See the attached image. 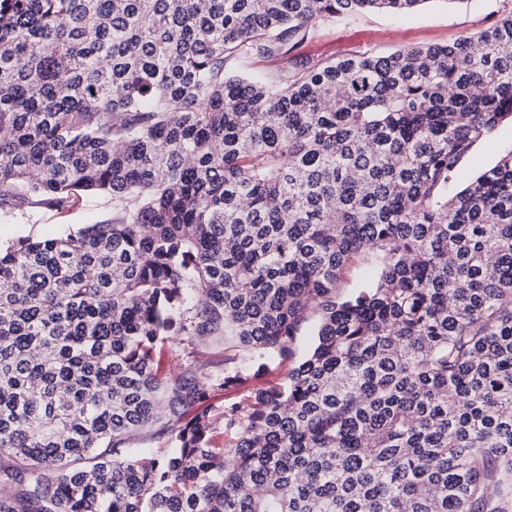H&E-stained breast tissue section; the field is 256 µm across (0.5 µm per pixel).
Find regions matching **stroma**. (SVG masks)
<instances>
[{
	"label": "stroma",
	"instance_id": "35a3bbf8",
	"mask_svg": "<svg viewBox=\"0 0 512 512\" xmlns=\"http://www.w3.org/2000/svg\"><path fill=\"white\" fill-rule=\"evenodd\" d=\"M512 10V0H426L415 11L394 16L370 11L351 18H332L292 51L298 58L336 61L366 52L392 53L404 48L445 45L464 34L489 27ZM512 150V123L503 122L489 141L476 144L462 166V180L493 166L501 155ZM110 198L84 194L66 209L22 207L0 212V243L20 237H54L62 228L78 229L111 219ZM314 342L313 327L298 336L289 357H274L263 366L241 365L235 385L212 391L210 402L216 410L238 402L253 390L285 382L288 372ZM200 366L203 374L224 370V350L215 347L199 351L181 344L165 345L160 358L164 377L176 379L190 366Z\"/></svg>",
	"mask_w": 512,
	"mask_h": 512
}]
</instances>
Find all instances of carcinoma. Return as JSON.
<instances>
[{"label": "carcinoma", "instance_id": "1", "mask_svg": "<svg viewBox=\"0 0 512 512\" xmlns=\"http://www.w3.org/2000/svg\"><path fill=\"white\" fill-rule=\"evenodd\" d=\"M427 0H0V512H512V11L451 44L230 76ZM356 258L377 270L355 291ZM316 340L220 414L242 359ZM167 434L158 451L139 433ZM283 66H285V61L280 56L233 58L227 61L225 69L230 74L270 77L276 75ZM512 148V123L505 121L488 142L476 144L462 166L460 182L465 183L479 171L493 166L501 155ZM112 218V200L95 194H84L66 209L27 207L9 213L0 212V243L6 245L19 237L44 239L54 237L63 227L77 230L84 224ZM196 363L201 367L204 376L224 372L223 347L209 350L192 349L181 344L164 346L160 358V370L164 377L174 380L190 366Z\"/></svg>", "mask_w": 512, "mask_h": 512}]
</instances>
